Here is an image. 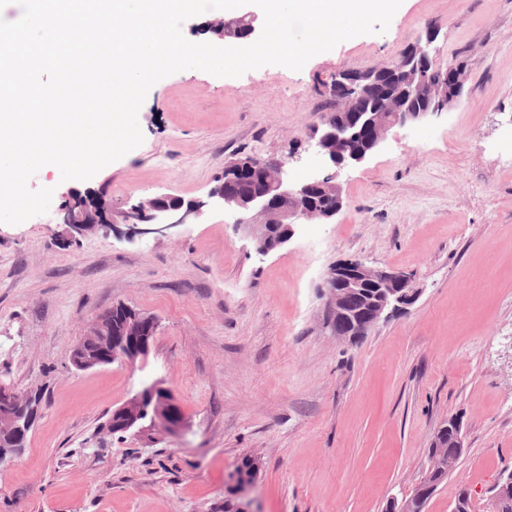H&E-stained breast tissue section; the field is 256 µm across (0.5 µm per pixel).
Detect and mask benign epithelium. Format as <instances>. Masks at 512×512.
I'll return each mask as SVG.
<instances>
[{"label": "benign epithelium", "mask_w": 512, "mask_h": 512, "mask_svg": "<svg viewBox=\"0 0 512 512\" xmlns=\"http://www.w3.org/2000/svg\"><path fill=\"white\" fill-rule=\"evenodd\" d=\"M258 16L221 20L219 37L238 39L255 33ZM437 31L411 43L394 65L382 64L365 71L341 70L336 74V112L318 126L317 147L328 164L320 178L300 183L288 181L285 164L279 160H257L239 156L224 166L225 179L209 193L238 214L237 229L253 240L255 250L267 255L287 245L295 226L312 220H329L344 205L342 188L336 182V169L360 163L384 140L394 125L421 121L439 114L461 98L465 67L451 68L435 80L434 42ZM321 191L333 199L328 209L317 207L311 195ZM209 202L160 195L139 200L120 212L131 233L144 235L199 219ZM57 223L65 225L69 240L79 238L115 223L112 207L104 198H82L71 194L58 208ZM321 295L326 297L325 328L333 336L353 340L376 328L390 314L406 310L420 295L410 275L384 268H372L359 260L336 263L327 272ZM159 329L158 320L125 304H116L97 315L86 332L72 346L70 366L84 371L120 360L130 366L145 362ZM144 421L152 426L176 429L183 423L179 405L170 389L157 383L145 385L137 394L112 410V430L126 433ZM35 422L34 407L28 397L0 381V433L12 438V446L0 448V464L13 460L25 447ZM463 422L453 418L451 444L433 440L440 449L438 463L446 469L455 455L443 449L463 447Z\"/></svg>", "instance_id": "obj_1"}]
</instances>
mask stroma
<instances>
[{
    "label": "stroma",
    "instance_id": "35a3bbf8",
    "mask_svg": "<svg viewBox=\"0 0 512 512\" xmlns=\"http://www.w3.org/2000/svg\"><path fill=\"white\" fill-rule=\"evenodd\" d=\"M439 66L464 64L461 99L389 129L339 171L342 210L299 225L261 256L230 214L130 237L69 242L56 211L72 191L107 203L206 199L232 158H282L322 176L312 127L341 69L398 60L428 25ZM143 143L86 181L40 169L50 208L0 223V381L40 398L20 456L0 467V512H385L410 497L451 416L465 450L425 512L461 488L488 512L512 472V0H403L386 32L353 37L302 70L238 77L189 69L149 90ZM357 259L411 274L406 312L356 341L330 335L320 287ZM117 303L160 324L145 363H69L88 323ZM161 382L186 420L111 433L112 410ZM251 461L257 477L239 484Z\"/></svg>",
    "mask_w": 512,
    "mask_h": 512
}]
</instances>
